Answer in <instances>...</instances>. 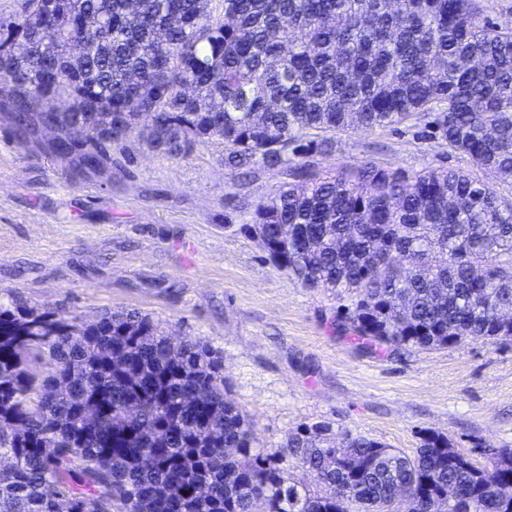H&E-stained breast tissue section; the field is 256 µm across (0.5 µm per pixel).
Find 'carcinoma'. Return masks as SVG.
<instances>
[{"instance_id": "carcinoma-1", "label": "carcinoma", "mask_w": 512, "mask_h": 512, "mask_svg": "<svg viewBox=\"0 0 512 512\" xmlns=\"http://www.w3.org/2000/svg\"><path fill=\"white\" fill-rule=\"evenodd\" d=\"M208 2L67 0L39 29L42 0H24L0 19V112L27 142L50 131L49 153L84 176L132 137L173 159L217 141L244 178L285 171L245 230L341 302L338 328L372 351L512 341V23L475 0ZM422 113L494 182L311 169L336 134ZM285 447L319 490L255 451L209 343L174 347L133 311L80 323L0 303V512H512V448L483 467L439 433L409 457L318 424Z\"/></svg>"}]
</instances>
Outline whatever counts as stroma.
I'll return each instance as SVG.
<instances>
[{"label": "stroma", "instance_id": "35a3bbf8", "mask_svg": "<svg viewBox=\"0 0 512 512\" xmlns=\"http://www.w3.org/2000/svg\"><path fill=\"white\" fill-rule=\"evenodd\" d=\"M223 154L215 142L174 160L132 139L87 179L0 118V302L91 322L132 309L174 335L205 338L224 355L230 396L260 452L309 487L285 446L303 423L409 456L434 431L483 466V447L512 448V343L361 348L338 331L336 301L291 281L243 230L286 174L243 182L225 174ZM366 161L482 175L421 116L337 135L313 159L323 173Z\"/></svg>", "mask_w": 512, "mask_h": 512}]
</instances>
